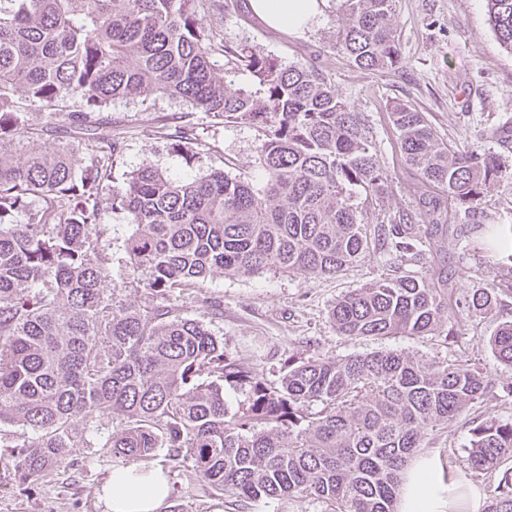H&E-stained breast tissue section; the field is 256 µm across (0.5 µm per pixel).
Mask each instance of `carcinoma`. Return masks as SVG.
Returning <instances> with one entry per match:
<instances>
[{
	"label": "carcinoma",
	"mask_w": 512,
	"mask_h": 512,
	"mask_svg": "<svg viewBox=\"0 0 512 512\" xmlns=\"http://www.w3.org/2000/svg\"><path fill=\"white\" fill-rule=\"evenodd\" d=\"M340 2L338 45L350 62L397 68L395 0ZM487 5L497 40L512 51V0ZM233 10V0H0V426L32 432L16 454L24 483L87 443L73 422L102 414L124 423L106 444L125 461L186 451L199 478L239 498L398 512L416 450L488 393L479 370L385 350L290 358L272 384L168 304L174 289L215 274L335 275L364 260L372 239L400 262L418 259L422 242L436 254L448 244V208L429 194L369 229L358 198L384 197L391 180L360 113L323 66L287 63L224 32ZM241 73L251 81L238 87ZM151 95L256 129L263 187L221 169L173 179L145 163L109 199L102 184L111 169L92 152L36 145L20 106L58 112L75 99L85 114ZM387 112L405 163L455 211L474 214L490 187H512L500 156L456 151L408 101L389 102ZM26 144L20 161L13 148ZM34 199L42 206L15 223ZM111 210L133 224L125 252L157 297L149 308L107 293L99 238ZM497 303L496 288H481L464 297L461 314ZM447 308L448 278L429 265L341 297L329 318L344 336H428L442 333ZM489 345L512 366V321ZM226 384L248 388L246 407L229 410ZM472 424L469 470L512 458V422ZM485 512H512L511 470Z\"/></svg>",
	"instance_id": "cac0c4a2"
}]
</instances>
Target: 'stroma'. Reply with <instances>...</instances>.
<instances>
[{
  "instance_id": "stroma-1",
  "label": "stroma",
  "mask_w": 512,
  "mask_h": 512,
  "mask_svg": "<svg viewBox=\"0 0 512 512\" xmlns=\"http://www.w3.org/2000/svg\"><path fill=\"white\" fill-rule=\"evenodd\" d=\"M339 0H326L322 16L299 34L268 28L249 9L227 16L224 28L263 52L294 62L328 63L337 92L360 113L375 143L379 167L392 178V190L381 201L365 205L369 224L412 205L422 191L415 171L400 154L397 134L386 105L409 101L424 112L438 135L455 149H484L512 164V53L498 42L489 23L486 0H396L395 21L401 48L399 68L380 73L350 63L336 47ZM63 112L29 107L34 128L59 127V134L41 136L49 147L80 145L93 129L74 123L79 110L67 101ZM105 114L112 131L122 137L121 150L112 158L111 176L102 193L111 196L132 172L151 163L170 175L193 178L213 169L249 176L262 185L255 163L258 134L245 125L227 124L209 113L188 111L182 104L155 97L146 101L117 100ZM183 117L193 127L199 144L194 149L154 135V128ZM512 230V190L491 189L476 216H453L445 259L452 297L496 287L499 302L485 315L464 319L460 337L394 336L383 340L338 335L329 319L336 299L380 278L411 275L417 265L394 266L388 251L372 252L340 274L310 279L301 274L266 272L255 276L216 275L202 287L175 290L170 303L182 315L198 319L223 340L225 349L247 368L267 380H278L289 356L346 359L378 350L408 352L428 361L465 360L478 366L494 383L475 410L481 418L512 421V367L493 356L488 340L498 324L512 321V256L503 236ZM124 212L109 213L100 244L112 256L114 299L139 305L152 297L126 264L124 241L131 233ZM87 446L71 449V464L50 468L42 479L20 483L15 470L14 445L22 428L0 427V512H103L98 490L121 460L103 446L112 432V420L98 417L80 421ZM470 431L466 418L440 427L431 444L418 450L433 460L440 473L461 475L456 500L459 512L485 504L496 485V471L465 472ZM168 474L171 495L160 512L179 506L181 512H327L326 504L306 500L279 503L243 502L196 477L189 455L169 459L167 450L154 457Z\"/></svg>"
}]
</instances>
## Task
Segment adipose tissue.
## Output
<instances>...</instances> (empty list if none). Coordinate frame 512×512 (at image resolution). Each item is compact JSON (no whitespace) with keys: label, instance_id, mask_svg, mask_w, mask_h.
Segmentation results:
<instances>
[{"label":"adipose tissue","instance_id":"adipose-tissue-1","mask_svg":"<svg viewBox=\"0 0 512 512\" xmlns=\"http://www.w3.org/2000/svg\"><path fill=\"white\" fill-rule=\"evenodd\" d=\"M325 0H249L251 12L268 27L300 33L321 16ZM169 496L162 468L120 465L101 488L104 512H160ZM449 502L433 462L419 460L407 472L400 512H447Z\"/></svg>","mask_w":512,"mask_h":512}]
</instances>
